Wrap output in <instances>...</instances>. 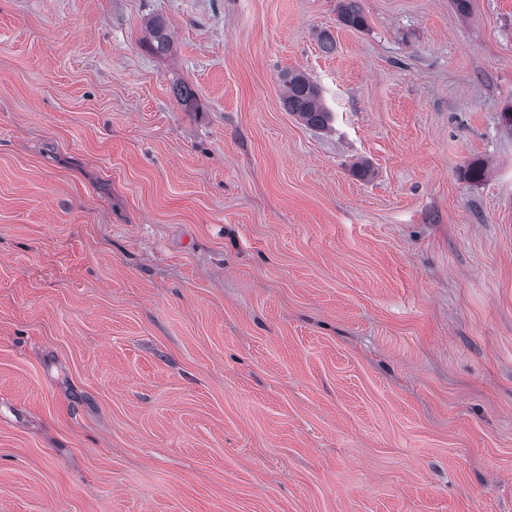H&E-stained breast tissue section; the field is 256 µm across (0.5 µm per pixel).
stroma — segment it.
I'll return each mask as SVG.
<instances>
[{
    "mask_svg": "<svg viewBox=\"0 0 512 512\" xmlns=\"http://www.w3.org/2000/svg\"><path fill=\"white\" fill-rule=\"evenodd\" d=\"M358 3L0 0V512H512V0ZM283 83L286 87L284 104L288 112H293L311 127L325 128L331 120V113L323 104L319 87L296 71L285 73Z\"/></svg>",
    "mask_w": 512,
    "mask_h": 512,
    "instance_id": "obj_1",
    "label": "stroma"
}]
</instances>
